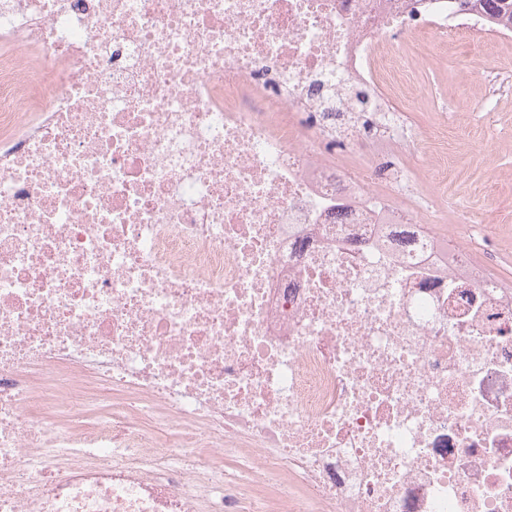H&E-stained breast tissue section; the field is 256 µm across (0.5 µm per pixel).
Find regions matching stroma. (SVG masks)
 I'll return each mask as SVG.
<instances>
[{
    "label": "stroma",
    "mask_w": 512,
    "mask_h": 512,
    "mask_svg": "<svg viewBox=\"0 0 512 512\" xmlns=\"http://www.w3.org/2000/svg\"><path fill=\"white\" fill-rule=\"evenodd\" d=\"M416 60L403 103L429 157L417 169L420 191L441 212L493 211L498 250L486 261L512 284V140L487 143L469 107L484 91V74L512 69V44L449 35L409 47Z\"/></svg>",
    "instance_id": "obj_1"
}]
</instances>
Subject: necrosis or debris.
I'll list each match as a JSON object with an SVG mask.
<instances>
[{
  "mask_svg": "<svg viewBox=\"0 0 512 512\" xmlns=\"http://www.w3.org/2000/svg\"><path fill=\"white\" fill-rule=\"evenodd\" d=\"M489 27L0 0V512H512V288L390 93Z\"/></svg>",
  "mask_w": 512,
  "mask_h": 512,
  "instance_id": "necrosis-or-debris-1",
  "label": "necrosis or debris"
}]
</instances>
